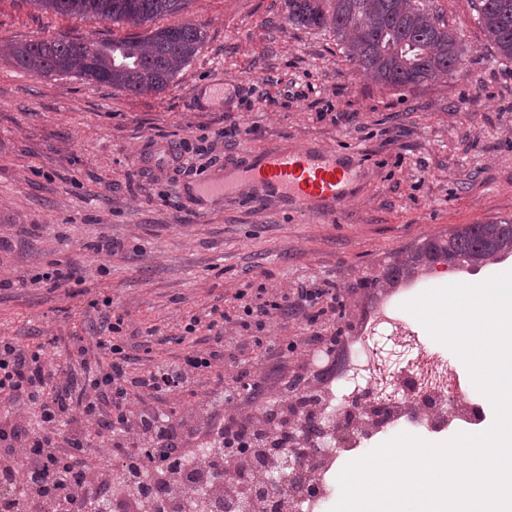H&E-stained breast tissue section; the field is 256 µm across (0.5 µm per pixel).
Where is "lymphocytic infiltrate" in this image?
<instances>
[{
	"instance_id": "lymphocytic-infiltrate-1",
	"label": "lymphocytic infiltrate",
	"mask_w": 512,
	"mask_h": 512,
	"mask_svg": "<svg viewBox=\"0 0 512 512\" xmlns=\"http://www.w3.org/2000/svg\"><path fill=\"white\" fill-rule=\"evenodd\" d=\"M237 297L234 313L223 320L240 347L263 346L264 332L288 312L313 309L322 316L336 309L335 289L322 286L293 292L263 286ZM108 329L106 359L76 345L77 372L49 360L53 337L35 346L0 337V394L9 405L0 414V485L8 490L0 512H95L106 501L119 512H147L184 491L182 477L191 461L198 480L208 479L213 465H223L219 496L263 512L265 502L254 496L252 485L274 464L270 449H290L304 468L319 455L316 439L292 446L288 425L317 420L314 404L336 362L335 337H328L319 369L284 377L272 390L254 368L227 362L223 332L181 362L137 374L122 320ZM221 366L226 369L224 399L201 401L202 415L173 420L154 409V402L191 389ZM33 408L39 413L34 425L29 422ZM93 434L98 437L94 444L89 441ZM201 436L216 448L197 461L190 444ZM94 457L105 460V468H92ZM138 459L153 484H113L108 462L129 467Z\"/></svg>"
}]
</instances>
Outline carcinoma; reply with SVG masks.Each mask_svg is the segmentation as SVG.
Here are the masks:
<instances>
[{
    "mask_svg": "<svg viewBox=\"0 0 512 512\" xmlns=\"http://www.w3.org/2000/svg\"><path fill=\"white\" fill-rule=\"evenodd\" d=\"M60 14L96 15L141 27L185 8L187 0H32ZM486 36L512 59V0H472ZM288 22L306 28H330L353 68L391 88H408L445 76L461 65L457 40L439 16L421 0H287ZM203 31L191 22L148 30L109 42L40 39L0 44V55L15 67L49 78L80 77L133 95L161 93L192 61ZM512 251V219L459 224L446 234L424 238L394 259L371 288H395L417 272L460 261L478 265Z\"/></svg>",
    "mask_w": 512,
    "mask_h": 512,
    "instance_id": "1",
    "label": "carcinoma"
}]
</instances>
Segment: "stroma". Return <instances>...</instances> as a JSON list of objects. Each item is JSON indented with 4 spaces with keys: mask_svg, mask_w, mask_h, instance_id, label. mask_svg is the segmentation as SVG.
Instances as JSON below:
<instances>
[{
    "mask_svg": "<svg viewBox=\"0 0 512 512\" xmlns=\"http://www.w3.org/2000/svg\"><path fill=\"white\" fill-rule=\"evenodd\" d=\"M454 34L460 74L392 89L351 69L335 35L288 22L285 0H190L157 26L193 22L197 56L165 91L130 95L74 76L43 78L0 57V336L35 345L57 337L49 357L66 362L75 338L96 348L103 334L93 301L111 300L137 369L181 360L184 324L229 312L244 288L327 282L340 303L310 324L280 320L271 333L307 346L334 328L358 335L374 304L364 280L423 238L460 224L512 219V60L500 57L471 0H426ZM132 29L95 16L0 0V41H102ZM224 84L223 102L194 89ZM236 124L239 145L224 144ZM189 141L181 162L169 147ZM313 143L354 152L365 164L335 222L266 198L202 201L185 194L203 173L236 168L264 151ZM121 242L107 254L112 242ZM71 269L49 288L36 275ZM404 347L426 373L447 354L466 407L465 364L412 316Z\"/></svg>",
    "mask_w": 512,
    "mask_h": 512,
    "instance_id": "35a3bbf8",
    "label": "stroma"
}]
</instances>
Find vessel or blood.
<instances>
[{"instance_id": "b4317fda", "label": "vessel or blood", "mask_w": 512, "mask_h": 512, "mask_svg": "<svg viewBox=\"0 0 512 512\" xmlns=\"http://www.w3.org/2000/svg\"><path fill=\"white\" fill-rule=\"evenodd\" d=\"M361 166L355 154L327 152L304 144L264 152L240 169L239 181L259 184L289 205L332 220L350 197L353 176ZM237 183L222 174H209L188 185L187 190L202 198L221 199L236 194Z\"/></svg>"}]
</instances>
